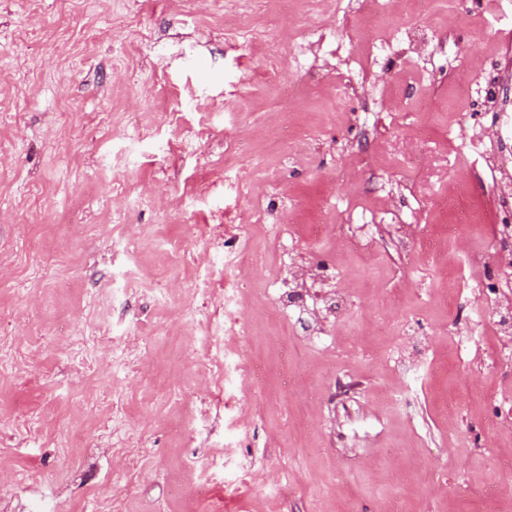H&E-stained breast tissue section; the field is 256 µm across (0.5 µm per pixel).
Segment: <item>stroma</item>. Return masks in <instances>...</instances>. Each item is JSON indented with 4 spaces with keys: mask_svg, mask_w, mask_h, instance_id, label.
<instances>
[{
    "mask_svg": "<svg viewBox=\"0 0 512 512\" xmlns=\"http://www.w3.org/2000/svg\"><path fill=\"white\" fill-rule=\"evenodd\" d=\"M378 3L0 0V512H512V0Z\"/></svg>",
    "mask_w": 512,
    "mask_h": 512,
    "instance_id": "obj_1",
    "label": "stroma"
}]
</instances>
